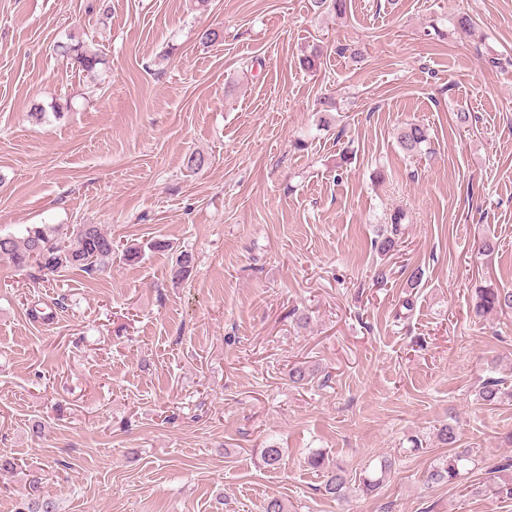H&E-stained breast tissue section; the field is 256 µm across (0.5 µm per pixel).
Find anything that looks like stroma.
<instances>
[{
	"label": "stroma",
	"mask_w": 512,
	"mask_h": 512,
	"mask_svg": "<svg viewBox=\"0 0 512 512\" xmlns=\"http://www.w3.org/2000/svg\"><path fill=\"white\" fill-rule=\"evenodd\" d=\"M70 37L105 58L95 76L54 52ZM410 122L430 133L413 157ZM399 208L401 244L378 254ZM44 224L100 225L116 250L48 278L0 258V456L21 464L0 470V512H20L27 470L57 512H512L466 490L512 458V405L475 398L512 381V311L471 305L481 283L512 289V0H349L342 18L311 0H0V235ZM298 365L317 371L300 388ZM448 424L482 457L463 486L426 480ZM316 452L394 465L339 502ZM428 129L421 124L407 123L397 133L401 149L410 156L419 153L422 146L429 142ZM476 396L478 401L489 406L512 403V385L507 379L489 377L481 384Z\"/></svg>",
	"instance_id": "1"
}]
</instances>
